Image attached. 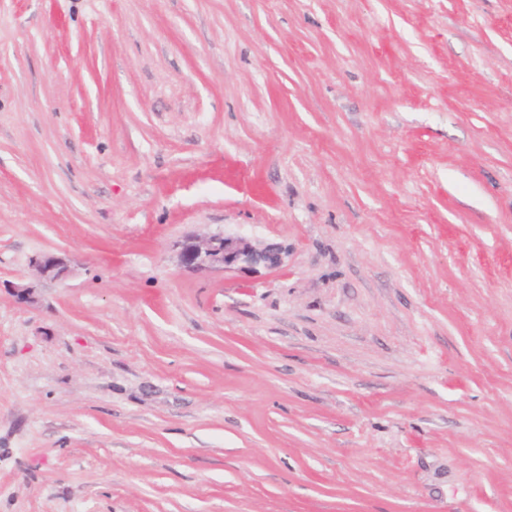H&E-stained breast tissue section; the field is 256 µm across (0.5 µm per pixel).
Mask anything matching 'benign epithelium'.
<instances>
[{"label": "benign epithelium", "mask_w": 512, "mask_h": 512, "mask_svg": "<svg viewBox=\"0 0 512 512\" xmlns=\"http://www.w3.org/2000/svg\"><path fill=\"white\" fill-rule=\"evenodd\" d=\"M185 266L196 270L239 268L252 271L262 267L280 271L285 267L286 252L279 247L258 248L245 238L225 233L193 237L176 244ZM29 266L40 279L62 281L71 271L70 260L54 253L32 256Z\"/></svg>", "instance_id": "7a95c632"}]
</instances>
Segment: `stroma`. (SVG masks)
<instances>
[{
	"label": "stroma",
	"mask_w": 512,
	"mask_h": 512,
	"mask_svg": "<svg viewBox=\"0 0 512 512\" xmlns=\"http://www.w3.org/2000/svg\"><path fill=\"white\" fill-rule=\"evenodd\" d=\"M0 512H512V0H0ZM180 259L186 267L196 270L239 268L280 271L285 267L286 252L279 247L258 248L245 238L226 233L193 237L177 243ZM29 266L39 279L62 281L71 271L70 260L54 253H40L32 256Z\"/></svg>",
	"instance_id": "1"
}]
</instances>
